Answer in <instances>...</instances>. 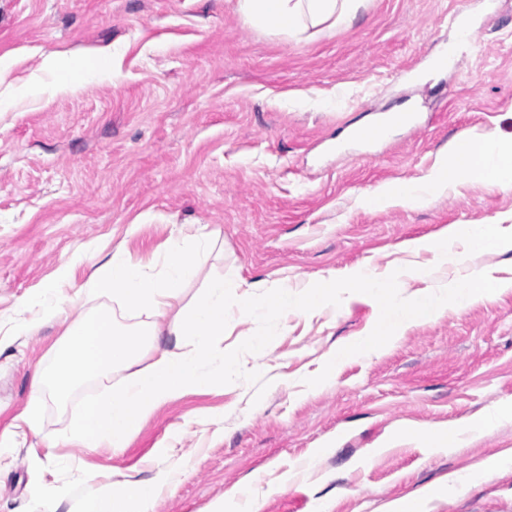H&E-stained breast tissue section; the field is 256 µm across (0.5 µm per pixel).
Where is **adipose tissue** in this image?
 <instances>
[{
	"label": "adipose tissue",
	"mask_w": 512,
	"mask_h": 512,
	"mask_svg": "<svg viewBox=\"0 0 512 512\" xmlns=\"http://www.w3.org/2000/svg\"><path fill=\"white\" fill-rule=\"evenodd\" d=\"M361 5L362 0H238L239 11L251 25L293 36L325 23L334 27L350 25ZM465 176L482 179L491 189H511L512 139L460 136L449 142L432 173L377 187L367 202L375 206L393 202L425 204ZM511 235L499 224H464L443 229L432 238L406 241L402 248L414 254L428 251L459 267L466 262L465 255L457 250L459 242L474 249H490L504 246ZM215 245L214 234L180 233L171 237L162 251L136 262L124 246L105 254L88 244L62 260L53 278L37 289V297L43 300L40 318L15 321L11 326L13 335H33L43 321L63 316L62 292L72 287L75 270L84 263L92 272L82 286L83 292L111 295L136 320L129 330L120 328L108 314L68 321L62 339L52 350L51 372L36 373L35 389L50 386L64 394L114 369L129 371L119 390L85 407L66 433V440L86 448L107 447L121 452L142 420L159 405L194 390L223 387L224 378L216 369L224 364L222 343L228 321L225 302L236 295L241 283L215 276L203 280L192 298L184 296L187 286L199 279ZM348 280L356 292L381 303L383 325L340 349L338 355L342 358L369 356L412 322L434 319L450 307H470L505 287L502 280L487 274L481 286L457 281L449 288L426 292L399 305L394 296L404 284L402 273L381 276L362 267L350 272ZM336 288L331 276L319 278L303 290L284 282L258 281L241 312L247 317L273 320L335 299ZM166 335L174 337V345L162 346ZM504 419H512V406L444 433H429L426 442L431 448H456ZM168 482V475L162 472L147 481L129 475L108 481L98 494L80 504L79 512H150Z\"/></svg>",
	"instance_id": "obj_1"
}]
</instances>
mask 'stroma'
Listing matches in <instances>:
<instances>
[{"label":"stroma","instance_id":"1","mask_svg":"<svg viewBox=\"0 0 512 512\" xmlns=\"http://www.w3.org/2000/svg\"><path fill=\"white\" fill-rule=\"evenodd\" d=\"M464 12L482 28L461 37ZM0 512H30L62 489L58 512L98 492L102 474L170 471L154 512H239L249 483L259 512H377L382 505L512 453V420L435 452L404 428L434 431L512 405V289L416 323L368 357L336 360L382 321L348 273L387 275L431 263L403 242L454 224L512 226V190L462 178L423 207L371 208L376 187L419 178L450 140L512 136V0H364L351 26L291 37L251 26L237 0H0ZM54 57L53 70L41 64ZM111 76L61 91L70 77ZM405 107L415 123L374 145L352 127ZM218 236L204 276L239 274L228 309L221 391L161 404L120 454L60 443L84 404L123 372L59 397L34 393L60 339L7 330L39 308L31 297L81 245L125 243L150 258L181 225ZM75 270L68 312L130 319L110 297L86 299ZM335 276V302L275 321L243 316L257 279L303 287ZM271 336L256 351L245 339ZM39 409V432L24 421ZM170 452L157 458L156 450ZM314 467L297 471L306 459ZM423 512H512V468Z\"/></svg>","mask_w":512,"mask_h":512}]
</instances>
